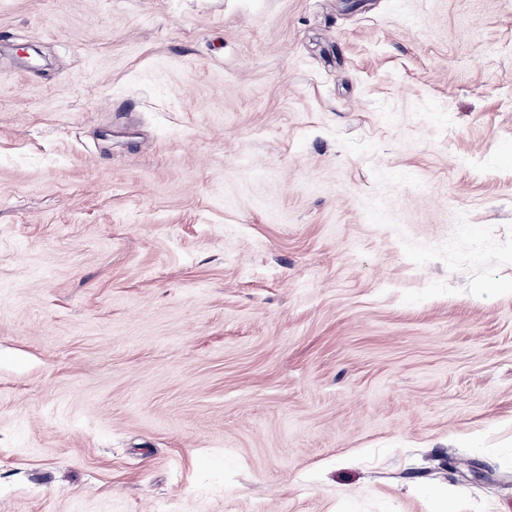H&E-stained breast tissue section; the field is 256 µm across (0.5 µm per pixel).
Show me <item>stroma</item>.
<instances>
[{
	"label": "stroma",
	"instance_id": "obj_1",
	"mask_svg": "<svg viewBox=\"0 0 512 512\" xmlns=\"http://www.w3.org/2000/svg\"><path fill=\"white\" fill-rule=\"evenodd\" d=\"M512 0H0V512H512Z\"/></svg>",
	"mask_w": 512,
	"mask_h": 512
}]
</instances>
